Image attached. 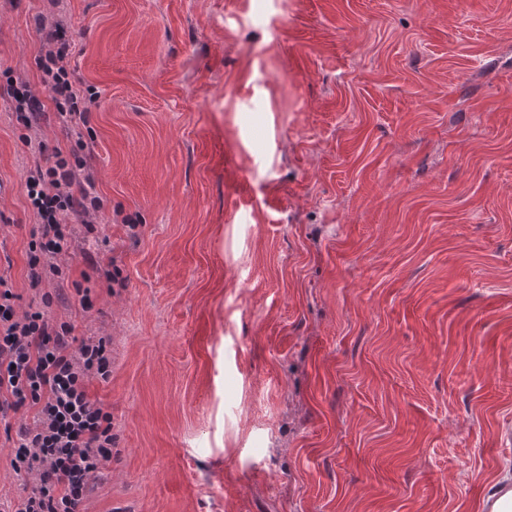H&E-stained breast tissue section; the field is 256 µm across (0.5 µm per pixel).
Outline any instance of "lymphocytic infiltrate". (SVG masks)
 <instances>
[{
  "label": "lymphocytic infiltrate",
  "instance_id": "lymphocytic-infiltrate-1",
  "mask_svg": "<svg viewBox=\"0 0 512 512\" xmlns=\"http://www.w3.org/2000/svg\"><path fill=\"white\" fill-rule=\"evenodd\" d=\"M43 47L42 68L57 107L69 121H86L84 107L96 96L80 93L70 80L65 33L45 31ZM90 146L80 136L70 148H55L53 166H35L25 180L39 232L29 247L31 286H38L40 268L59 273V259L70 256L69 216L87 219L103 207L92 177L82 173ZM15 298L10 275L0 271V417L34 409L33 425L18 432L12 467L21 476L39 474L38 486L15 512H80L112 461V415L86 390L90 377L105 380L112 373L109 343L102 337L74 341L70 325L42 311L17 316Z\"/></svg>",
  "mask_w": 512,
  "mask_h": 512
}]
</instances>
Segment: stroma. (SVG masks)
<instances>
[{
  "mask_svg": "<svg viewBox=\"0 0 512 512\" xmlns=\"http://www.w3.org/2000/svg\"><path fill=\"white\" fill-rule=\"evenodd\" d=\"M56 25L105 208L34 288L25 179L76 139ZM0 260L17 314L110 341L84 512H482L512 459V0H0ZM33 421H0V503ZM43 32V48L45 54L41 58L42 68L48 77L44 80L52 94V99L58 108L60 116L77 125L78 119L84 126L87 125L86 113L90 112L89 104L95 101L96 94L92 88H87L88 96L80 93L70 80L68 69V56L70 43L66 34L58 29ZM83 103L82 109L80 105ZM65 110V111H63ZM10 94L16 102L17 114L20 120L26 126H30L32 124V117L41 111L40 100L29 91L20 94L16 89L12 88Z\"/></svg>",
  "mask_w": 512,
  "mask_h": 512,
  "instance_id": "1",
  "label": "stroma"
}]
</instances>
